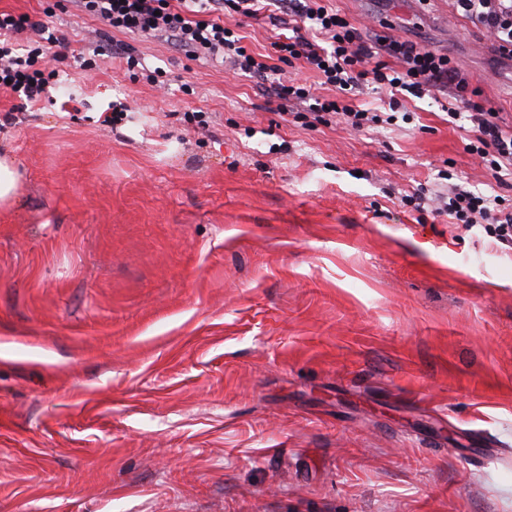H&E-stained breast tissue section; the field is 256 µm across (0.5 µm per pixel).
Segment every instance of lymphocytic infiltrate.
I'll return each mask as SVG.
<instances>
[{
	"mask_svg": "<svg viewBox=\"0 0 512 512\" xmlns=\"http://www.w3.org/2000/svg\"><path fill=\"white\" fill-rule=\"evenodd\" d=\"M84 12L125 34H167L171 43L192 56L228 57L242 73L268 82L275 97L308 103L314 122L342 118L352 129L378 124L371 109L354 105L365 87L406 92L421 98L452 90L455 107L450 119L467 114L470 128L466 150L494 173L512 172V126L498 112L467 98L468 83L448 55L407 40L390 37L366 43L360 30L323 0H79ZM268 5L285 8L294 16L293 33L272 41L267 51L255 53L225 26L224 14L257 17ZM457 13L482 28L498 52L512 56V0H453ZM31 31L36 47L20 55L14 43L0 41V88L9 87L33 103L55 85L59 73L52 61L64 60L66 39L47 23L27 14L0 10V32ZM300 66L317 74L334 96L313 95L310 87L283 75L284 66ZM437 214L467 227L484 225L496 242L512 245V205L500 196H486L462 186L440 201Z\"/></svg>",
	"mask_w": 512,
	"mask_h": 512,
	"instance_id": "1",
	"label": "lymphocytic infiltrate"
}]
</instances>
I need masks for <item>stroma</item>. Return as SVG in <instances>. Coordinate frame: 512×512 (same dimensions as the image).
<instances>
[{
	"mask_svg": "<svg viewBox=\"0 0 512 512\" xmlns=\"http://www.w3.org/2000/svg\"><path fill=\"white\" fill-rule=\"evenodd\" d=\"M52 4L0 0L52 8L69 41L60 92L0 90L21 173L0 206V512H512V249L431 213L452 181L512 203V179L466 152L446 93L310 126L229 63ZM330 5L448 54L512 125V62L451 0ZM288 23L224 17L256 53ZM119 41L168 85L90 57Z\"/></svg>",
	"mask_w": 512,
	"mask_h": 512,
	"instance_id": "35a3bbf8",
	"label": "stroma"
}]
</instances>
